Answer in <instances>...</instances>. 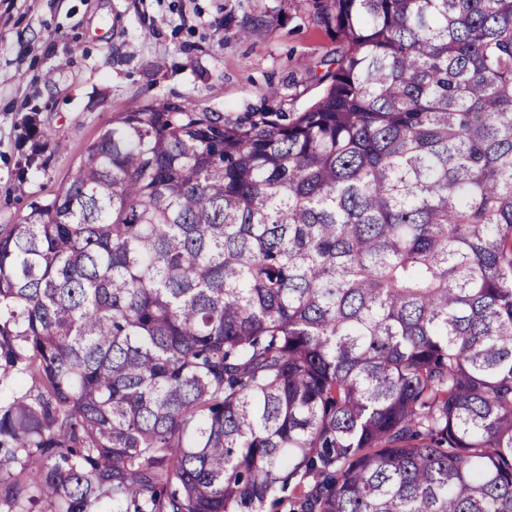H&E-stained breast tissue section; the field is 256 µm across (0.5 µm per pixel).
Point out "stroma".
I'll list each match as a JSON object with an SVG mask.
<instances>
[{"mask_svg":"<svg viewBox=\"0 0 512 512\" xmlns=\"http://www.w3.org/2000/svg\"><path fill=\"white\" fill-rule=\"evenodd\" d=\"M338 44L313 0H0V227L65 183L112 115L191 99L295 115Z\"/></svg>","mask_w":512,"mask_h":512,"instance_id":"35a3bbf8","label":"stroma"}]
</instances>
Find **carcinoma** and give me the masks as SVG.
I'll use <instances>...</instances> for the list:
<instances>
[{
  "label": "carcinoma",
  "instance_id": "obj_1",
  "mask_svg": "<svg viewBox=\"0 0 512 512\" xmlns=\"http://www.w3.org/2000/svg\"><path fill=\"white\" fill-rule=\"evenodd\" d=\"M317 9L303 112H120L0 228L6 512H512V0Z\"/></svg>",
  "mask_w": 512,
  "mask_h": 512
}]
</instances>
